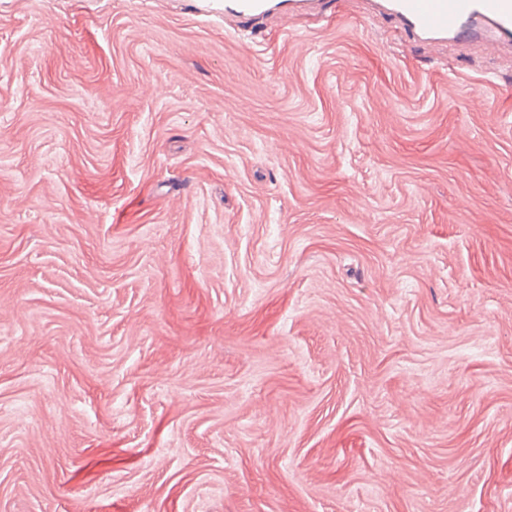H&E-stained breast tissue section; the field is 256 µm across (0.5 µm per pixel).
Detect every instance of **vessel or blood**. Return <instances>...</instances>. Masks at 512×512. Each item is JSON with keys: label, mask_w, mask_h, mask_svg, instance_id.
<instances>
[{"label": "vessel or blood", "mask_w": 512, "mask_h": 512, "mask_svg": "<svg viewBox=\"0 0 512 512\" xmlns=\"http://www.w3.org/2000/svg\"><path fill=\"white\" fill-rule=\"evenodd\" d=\"M270 0H203L204 12L253 17L269 10ZM370 8L392 17L399 32L432 42L468 40L496 48L512 46V0H370Z\"/></svg>", "instance_id": "1"}]
</instances>
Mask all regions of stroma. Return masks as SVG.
<instances>
[{"instance_id":"stroma-1","label":"stroma","mask_w":512,"mask_h":512,"mask_svg":"<svg viewBox=\"0 0 512 512\" xmlns=\"http://www.w3.org/2000/svg\"><path fill=\"white\" fill-rule=\"evenodd\" d=\"M0 512H512V55L0 0Z\"/></svg>"}]
</instances>
